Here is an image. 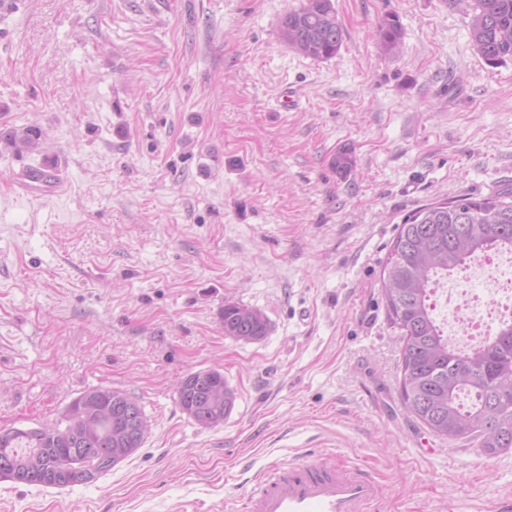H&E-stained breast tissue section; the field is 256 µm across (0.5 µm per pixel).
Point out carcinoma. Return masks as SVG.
Listing matches in <instances>:
<instances>
[{
  "instance_id": "1",
  "label": "carcinoma",
  "mask_w": 512,
  "mask_h": 512,
  "mask_svg": "<svg viewBox=\"0 0 512 512\" xmlns=\"http://www.w3.org/2000/svg\"><path fill=\"white\" fill-rule=\"evenodd\" d=\"M470 16V38L489 62L512 59V0H451ZM282 37L298 53L336 56L343 29L331 0H304L282 22ZM382 48L400 49L397 24L384 22ZM37 125L0 128V142L34 148ZM490 249L512 251V188L487 197L463 196L427 205L400 225L383 270V296L403 341L400 395L408 413L434 434L453 441L474 439L488 456L512 448V321L493 338L461 351L448 342L430 304L436 277ZM224 335L242 340L266 336L267 318L237 303L224 304ZM471 396L459 403L462 392ZM183 411L203 427L224 422L235 395L217 369L187 375L178 386ZM146 419L138 401L118 390L95 388L67 407L62 423L29 430H0V479L66 487L91 482L112 469V455L128 457L141 447Z\"/></svg>"
}]
</instances>
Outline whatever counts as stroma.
Here are the masks:
<instances>
[{
	"instance_id": "obj_1",
	"label": "stroma",
	"mask_w": 512,
	"mask_h": 512,
	"mask_svg": "<svg viewBox=\"0 0 512 512\" xmlns=\"http://www.w3.org/2000/svg\"><path fill=\"white\" fill-rule=\"evenodd\" d=\"M332 4L328 60L281 37L301 0L0 10V125L45 132L0 144V430L56 423L100 387L149 422L95 481L0 480V512H207L272 462L332 452L377 477L384 512L512 499V449L485 455L405 412L381 291L408 215L512 187V59L482 58L448 0ZM389 19L398 57L380 45ZM48 160L62 192L26 195L16 175ZM228 301L267 336L225 335ZM212 368L236 401L205 428L177 388Z\"/></svg>"
}]
</instances>
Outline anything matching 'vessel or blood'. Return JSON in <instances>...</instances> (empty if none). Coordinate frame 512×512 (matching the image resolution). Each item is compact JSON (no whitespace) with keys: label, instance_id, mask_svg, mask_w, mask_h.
I'll list each match as a JSON object with an SVG mask.
<instances>
[{"label":"vessel or blood","instance_id":"b4317fda","mask_svg":"<svg viewBox=\"0 0 512 512\" xmlns=\"http://www.w3.org/2000/svg\"><path fill=\"white\" fill-rule=\"evenodd\" d=\"M382 485L344 460L276 462L232 512H380Z\"/></svg>","mask_w":512,"mask_h":512}]
</instances>
